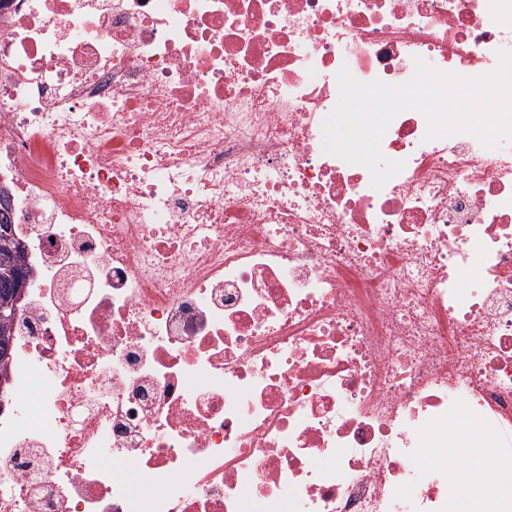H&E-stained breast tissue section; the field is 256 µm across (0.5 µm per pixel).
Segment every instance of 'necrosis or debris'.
Listing matches in <instances>:
<instances>
[{
    "label": "necrosis or debris",
    "instance_id": "4bbe7bcc",
    "mask_svg": "<svg viewBox=\"0 0 512 512\" xmlns=\"http://www.w3.org/2000/svg\"><path fill=\"white\" fill-rule=\"evenodd\" d=\"M501 50L512 0H0L35 273L0 512H459L474 447L512 512V144L403 111L379 190L322 148L341 67L397 85Z\"/></svg>",
    "mask_w": 512,
    "mask_h": 512
}]
</instances>
